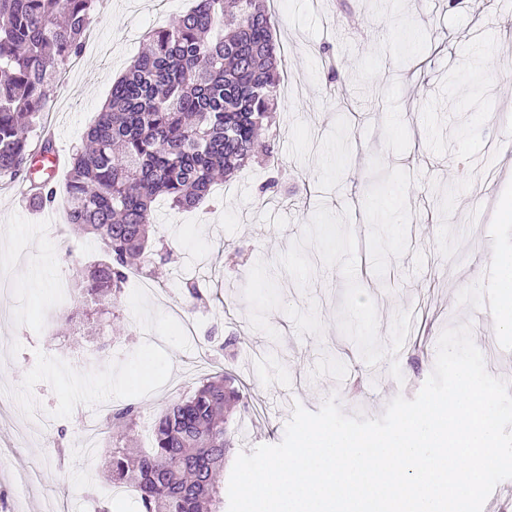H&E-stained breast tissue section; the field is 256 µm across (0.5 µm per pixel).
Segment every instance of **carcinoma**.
I'll list each match as a JSON object with an SVG mask.
<instances>
[{
	"label": "carcinoma",
	"mask_w": 512,
	"mask_h": 512,
	"mask_svg": "<svg viewBox=\"0 0 512 512\" xmlns=\"http://www.w3.org/2000/svg\"><path fill=\"white\" fill-rule=\"evenodd\" d=\"M97 0H0V178L29 169V133L59 68L81 53ZM150 47L112 83L107 104L73 154L68 222L104 245L81 282L102 308H117L137 258L170 256L149 237L154 204L205 203L256 154L275 122L279 62L267 0H195L149 35ZM217 374L152 422L148 448H112V481L138 493L140 512H224L216 474L234 447L226 414L245 396ZM134 404L112 410L132 429Z\"/></svg>",
	"instance_id": "1"
}]
</instances>
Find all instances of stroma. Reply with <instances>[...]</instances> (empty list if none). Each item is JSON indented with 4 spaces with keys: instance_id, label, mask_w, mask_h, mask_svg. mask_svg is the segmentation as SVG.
<instances>
[{
    "instance_id": "35a3bbf8",
    "label": "stroma",
    "mask_w": 512,
    "mask_h": 512,
    "mask_svg": "<svg viewBox=\"0 0 512 512\" xmlns=\"http://www.w3.org/2000/svg\"><path fill=\"white\" fill-rule=\"evenodd\" d=\"M274 3L273 155L214 185L212 208L158 206L173 254L149 294L127 284L114 315L87 318L76 285L102 244L53 235L64 200L40 211L0 179V512H139L107 477V440L84 453L78 413L135 404L144 443L150 419L218 372L261 411L237 421L240 453L280 443L297 404L333 395L377 418L414 398L456 325L512 377L490 261L512 257V0ZM192 5L99 0L95 42L49 93L58 148L81 147L146 32ZM192 284L204 299L189 307ZM26 470L43 481L20 485Z\"/></svg>"
}]
</instances>
